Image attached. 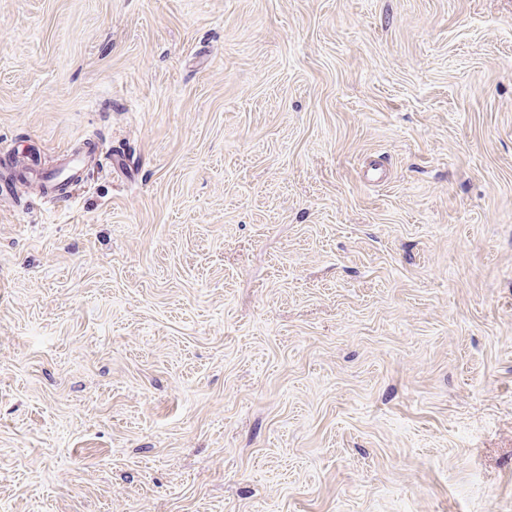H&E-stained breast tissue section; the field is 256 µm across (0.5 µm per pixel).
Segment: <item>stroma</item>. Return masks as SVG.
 I'll use <instances>...</instances> for the list:
<instances>
[{
    "mask_svg": "<svg viewBox=\"0 0 512 512\" xmlns=\"http://www.w3.org/2000/svg\"><path fill=\"white\" fill-rule=\"evenodd\" d=\"M0 512H512V0H0ZM93 152L88 150L84 152H73L69 147H66L59 151L60 163L55 179L69 181V187L75 183H78L84 179V174L90 161L92 159ZM54 178L42 179L39 178L40 185L45 193L53 194L56 193L53 190V184L55 183Z\"/></svg>",
    "mask_w": 512,
    "mask_h": 512,
    "instance_id": "1",
    "label": "stroma"
}]
</instances>
